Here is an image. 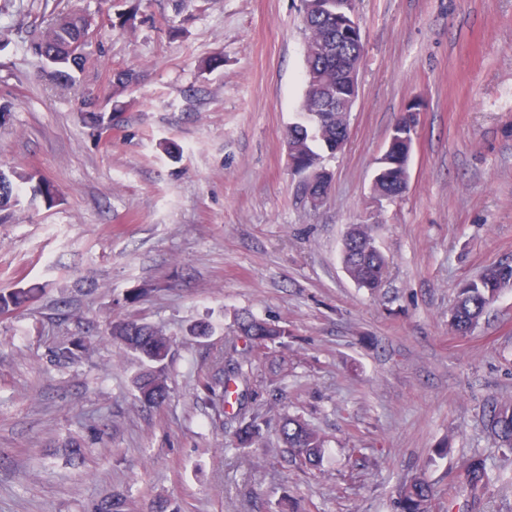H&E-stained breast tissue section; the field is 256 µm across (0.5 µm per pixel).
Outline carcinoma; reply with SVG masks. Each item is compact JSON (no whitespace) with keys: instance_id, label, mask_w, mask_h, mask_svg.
<instances>
[{"instance_id":"cac0c4a2","label":"carcinoma","mask_w":512,"mask_h":512,"mask_svg":"<svg viewBox=\"0 0 512 512\" xmlns=\"http://www.w3.org/2000/svg\"><path fill=\"white\" fill-rule=\"evenodd\" d=\"M312 6L313 3H306L303 11V21L308 32L305 68H311L317 73L318 82L306 85L298 120L288 127L287 145L288 155L304 179V192L315 196L327 191L329 175L323 172L324 154H334L338 135L336 114L321 111L322 101L327 95L336 92V80L343 65L358 60L361 49L348 47L339 61L334 55H323V44L331 36L332 24L329 19L316 15ZM82 17L83 14L77 12L62 14L39 31L30 42V49L46 61L48 75L57 81L74 80V73L82 70L88 61L89 54H77L74 49V44L83 37L78 26V20ZM81 111L87 113L90 121L99 128L108 124V113L91 96L83 99ZM34 179V174L24 173L14 181L0 170V221L9 218L19 205L20 183H29ZM405 182L406 167L400 164L375 183L374 192L401 196L404 194ZM341 260L349 277L358 286L369 290L379 287L389 264L365 224H355L347 232L342 243ZM508 286H512V264L488 266L477 280L459 290L449 321L451 331L459 336L468 334L479 323L498 293ZM35 293L34 288L7 294L0 292V313L21 308L34 298ZM237 335L249 349L238 351L236 341L233 340L230 342L231 354L215 359L224 399L229 394V383L238 380L247 383L254 378L255 358L252 353L288 347L291 332L285 322L269 321L246 313L238 318ZM106 338L121 353L135 357L144 366V370L133 380L135 399L148 406L162 405L169 396L166 360L170 353L171 338L158 327L125 318L112 320ZM280 382L277 370H272L265 377V383L269 386L265 408L239 407L235 416L236 446L246 448L264 444L270 428L269 413L279 405ZM484 425L498 446L511 454L512 401L491 403L484 412ZM277 434L281 451L294 462L310 468L322 465L326 440L306 420L284 415L279 419ZM502 480V474L490 472L481 462L471 460L464 465L460 490L477 499ZM435 498V488L423 473L416 474L396 489L398 512H432Z\"/></svg>"}]
</instances>
